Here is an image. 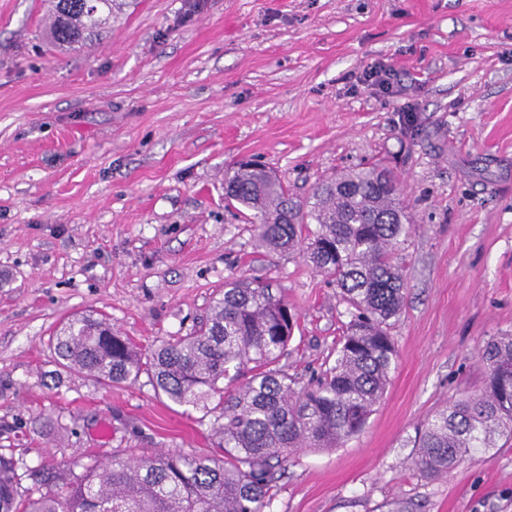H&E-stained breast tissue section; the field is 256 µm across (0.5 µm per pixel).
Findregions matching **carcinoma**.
<instances>
[{"mask_svg": "<svg viewBox=\"0 0 512 512\" xmlns=\"http://www.w3.org/2000/svg\"><path fill=\"white\" fill-rule=\"evenodd\" d=\"M112 2L52 0L49 43L67 51L101 36ZM400 195L394 176L375 165L324 179L303 200L264 165L226 172L224 206L250 225L257 246L297 252L336 284L349 321L334 361L298 387L281 364L294 314L272 283L257 279L224 283L197 329L147 355L106 319L73 318L52 338L60 365L104 386L147 375L169 402L203 412L215 452L113 454L80 474L44 461L30 471L32 491L21 489L15 460L0 455V512H266L291 456L338 448L359 434L389 383L397 359L391 328L407 290L394 255L411 232ZM480 357L484 386L435 410L414 443L426 476L446 475L498 439L512 440V333L488 341Z\"/></svg>", "mask_w": 512, "mask_h": 512, "instance_id": "1", "label": "carcinoma"}]
</instances>
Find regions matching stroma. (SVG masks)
Returning a JSON list of instances; mask_svg holds the SVG:
<instances>
[{
  "label": "stroma",
  "mask_w": 512,
  "mask_h": 512,
  "mask_svg": "<svg viewBox=\"0 0 512 512\" xmlns=\"http://www.w3.org/2000/svg\"><path fill=\"white\" fill-rule=\"evenodd\" d=\"M49 0H0V453L22 488L47 459L211 449L201 413L147 378L101 387L61 367L67 317L94 312L142 353L204 320L235 278L280 288L284 360L308 383L345 304L299 254L259 250L224 172L273 169L297 198L375 163L413 230L398 356L364 430L295 453L267 512H512V442L427 478L414 440L481 389L480 349L512 332V0H122L78 51L45 41ZM383 64L384 94L364 81ZM412 122H405V114Z\"/></svg>",
  "instance_id": "obj_1"
}]
</instances>
